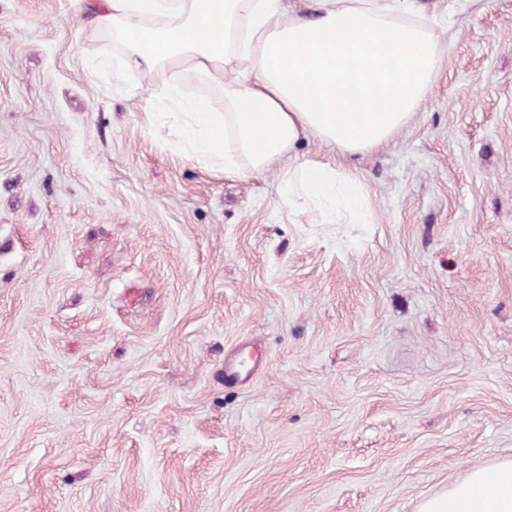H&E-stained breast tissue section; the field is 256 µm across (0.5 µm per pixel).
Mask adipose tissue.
I'll return each mask as SVG.
<instances>
[{"instance_id":"ef3b65f1","label":"adipose tissue","mask_w":512,"mask_h":512,"mask_svg":"<svg viewBox=\"0 0 512 512\" xmlns=\"http://www.w3.org/2000/svg\"><path fill=\"white\" fill-rule=\"evenodd\" d=\"M91 25L119 36L120 69H176L216 87L220 112L182 83L163 88L171 145L243 177L308 138L343 156L387 143L425 101L442 59L441 25L416 0H304L289 13L282 0H103ZM280 199L318 224L371 220L354 170L332 160L294 159ZM419 512H512V458L471 469Z\"/></svg>"}]
</instances>
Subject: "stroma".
I'll return each mask as SVG.
<instances>
[{"label":"stroma","mask_w":512,"mask_h":512,"mask_svg":"<svg viewBox=\"0 0 512 512\" xmlns=\"http://www.w3.org/2000/svg\"><path fill=\"white\" fill-rule=\"evenodd\" d=\"M441 39L371 223L312 224L175 152L82 0H0V512H418L512 458V0Z\"/></svg>","instance_id":"1"}]
</instances>
